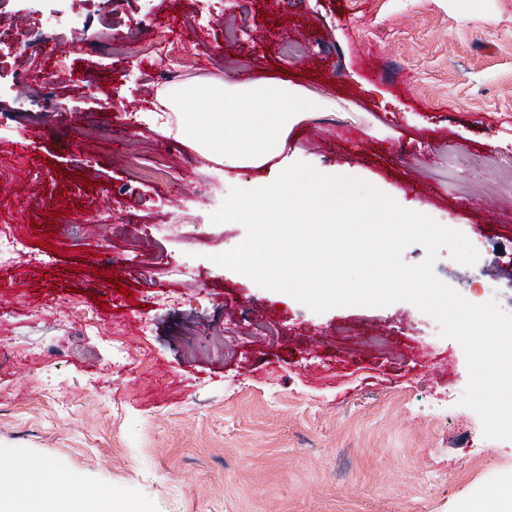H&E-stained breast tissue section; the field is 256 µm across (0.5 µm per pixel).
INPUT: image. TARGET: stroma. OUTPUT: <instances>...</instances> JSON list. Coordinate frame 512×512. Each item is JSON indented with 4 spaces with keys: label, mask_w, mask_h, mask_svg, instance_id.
<instances>
[{
    "label": "stroma",
    "mask_w": 512,
    "mask_h": 512,
    "mask_svg": "<svg viewBox=\"0 0 512 512\" xmlns=\"http://www.w3.org/2000/svg\"><path fill=\"white\" fill-rule=\"evenodd\" d=\"M111 16L128 54L37 41L0 69V467L46 461L122 512H470L512 483V440L485 438L459 400L461 345L408 302L317 313L215 265L245 228L212 207L190 242L155 225L218 168L225 188L269 184L285 162L362 179L461 231L471 266L440 250L436 276L512 311V0H75ZM251 76L304 93L282 157L230 167L166 127L127 126L164 84ZM297 54H287L288 44ZM51 73L45 111L19 72ZM179 163L180 178L167 167ZM118 225L95 235L86 213ZM127 287L119 294L118 285Z\"/></svg>",
    "instance_id": "stroma-1"
}]
</instances>
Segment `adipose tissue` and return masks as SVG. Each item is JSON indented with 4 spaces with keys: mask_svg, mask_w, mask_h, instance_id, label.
<instances>
[{
    "mask_svg": "<svg viewBox=\"0 0 512 512\" xmlns=\"http://www.w3.org/2000/svg\"><path fill=\"white\" fill-rule=\"evenodd\" d=\"M159 102L180 113L179 133L204 157L231 166L261 167L278 155L289 124L306 103L271 80L188 82L165 91ZM57 476L33 458L0 468V512H100L94 497L60 487L45 497Z\"/></svg>",
    "mask_w": 512,
    "mask_h": 512,
    "instance_id": "1",
    "label": "adipose tissue"
}]
</instances>
